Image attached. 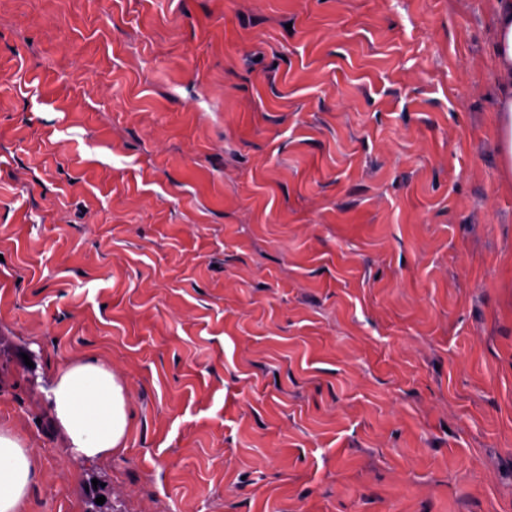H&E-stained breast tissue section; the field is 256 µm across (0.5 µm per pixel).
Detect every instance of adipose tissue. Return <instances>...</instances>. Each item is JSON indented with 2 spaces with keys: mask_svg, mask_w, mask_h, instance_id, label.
Wrapping results in <instances>:
<instances>
[{
  "mask_svg": "<svg viewBox=\"0 0 512 512\" xmlns=\"http://www.w3.org/2000/svg\"><path fill=\"white\" fill-rule=\"evenodd\" d=\"M494 59L498 92L501 163L512 169V0L494 3ZM54 416L74 451L91 459L123 446L132 415L111 370L95 359L61 367L48 391ZM36 473L30 451L0 434V512H19Z\"/></svg>",
  "mask_w": 512,
  "mask_h": 512,
  "instance_id": "obj_1",
  "label": "adipose tissue"
}]
</instances>
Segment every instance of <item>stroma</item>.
<instances>
[{"mask_svg": "<svg viewBox=\"0 0 512 512\" xmlns=\"http://www.w3.org/2000/svg\"><path fill=\"white\" fill-rule=\"evenodd\" d=\"M493 0H0L20 512H512ZM101 359L125 448L47 398ZM48 398L76 453L102 459L123 446L132 415L123 387L98 360L80 359L61 367Z\"/></svg>", "mask_w": 512, "mask_h": 512, "instance_id": "35a3bbf8", "label": "stroma"}]
</instances>
